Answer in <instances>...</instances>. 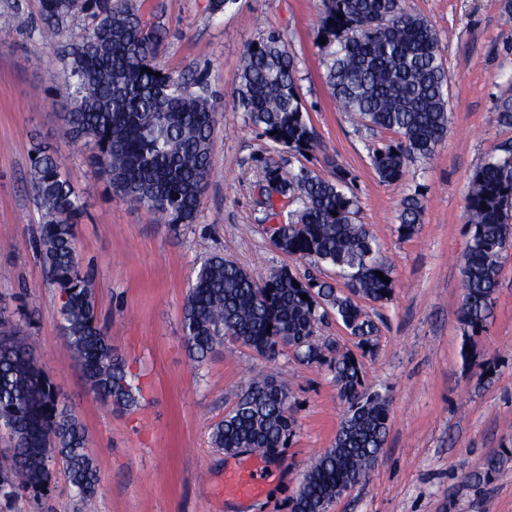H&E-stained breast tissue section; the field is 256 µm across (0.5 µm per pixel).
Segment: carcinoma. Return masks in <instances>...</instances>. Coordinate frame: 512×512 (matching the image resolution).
Here are the masks:
<instances>
[{"label":"carcinoma","mask_w":512,"mask_h":512,"mask_svg":"<svg viewBox=\"0 0 512 512\" xmlns=\"http://www.w3.org/2000/svg\"><path fill=\"white\" fill-rule=\"evenodd\" d=\"M94 4L96 22L68 64L63 133L75 143L94 142L92 163L115 192L163 224H192L213 175L212 96L199 75H174L157 64L163 33L145 23L135 0ZM75 8L76 0H42L43 36L55 38ZM318 36L325 39V79L336 104L356 125L398 135L395 142L369 148L381 181H399L408 161L431 158L448 134L451 113L448 70L428 20L411 12L405 0H326ZM235 82L236 106L248 125L292 155L305 158L315 151L297 62L284 33L270 30L248 46ZM274 130L278 134L270 135ZM262 173L264 209L274 214V192L288 208L279 250L330 268L347 293L286 268L257 278L231 258L210 257L196 271L182 312L191 359L200 365L229 340L268 360L289 348L307 363H320L324 354L314 335L329 311L360 346L370 345L378 328L361 302L388 299L394 280L376 237L358 223L349 174L338 166L326 179L304 164L286 168L265 159ZM31 183L42 211L35 248L60 294L65 344L98 399L135 407L141 389L98 324L91 281L79 262L74 224L83 212L81 198L61 160L46 147L35 149ZM421 215L420 198H405L401 227L412 231ZM466 235L459 314L474 335L493 318L502 259L512 249V144L494 147L473 173ZM23 321L21 314L0 313V432L11 441L0 454V502L7 506L25 494L39 499L59 461L75 496L89 507L100 479L84 426L61 405ZM328 367L347 413L332 447L306 471L293 512H327L366 479L386 440L389 402L365 384L354 354L338 351ZM295 425L288 389L259 370L212 428L211 441L228 453L247 448L268 456L284 447ZM502 463L501 457L488 458L474 479L490 480Z\"/></svg>","instance_id":"obj_1"}]
</instances>
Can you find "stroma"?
I'll return each mask as SVG.
<instances>
[{"mask_svg":"<svg viewBox=\"0 0 512 512\" xmlns=\"http://www.w3.org/2000/svg\"><path fill=\"white\" fill-rule=\"evenodd\" d=\"M406 4L437 32L452 120L431 159L408 163L403 178L387 184L372 169L366 145L386 144L394 133L357 130L325 84L317 45L324 0H232L216 16L209 0H137L143 19L164 34L158 64L177 74L205 73L218 113L217 175L195 222L175 227L113 193L90 162L93 142L74 144L60 134L70 103L65 61L93 26V9L76 10L49 43L41 36V0H0V15L11 18L0 28V307L27 317L61 401L86 428L100 476L95 512H225L232 504L243 512H292L305 471L332 446L344 419L346 405L327 365L300 361L288 349L268 362L228 343L197 366L182 338L188 282L212 256L232 258L257 277L287 267L333 278L279 251L269 223L258 220L261 159L303 162L248 126L236 108L234 78L244 52L271 29L291 38L300 96L319 138L303 163L328 179L338 167L350 173L358 220L376 236L395 282L388 300L363 305L378 327L370 348H359L331 314L315 335L324 353L338 346L354 351L366 384L388 396L390 409L374 469L329 512H512V253L503 261L486 331L469 335L459 315L468 183L494 145L512 143V127L497 119L499 102L512 96V25L501 0ZM37 141L63 160L85 202L74 228L82 269L100 326L140 376L137 408L96 400L65 348L60 295L31 246L41 219L30 189ZM415 193L423 212L407 233L402 202ZM261 366L291 393L294 432L274 459L225 453L213 446L211 429ZM498 454L504 464L496 476L474 481ZM253 461L261 466V494L225 495V474ZM7 512H77L62 465L53 466L42 498L19 497Z\"/></svg>","mask_w":512,"mask_h":512,"instance_id":"1","label":"stroma"}]
</instances>
